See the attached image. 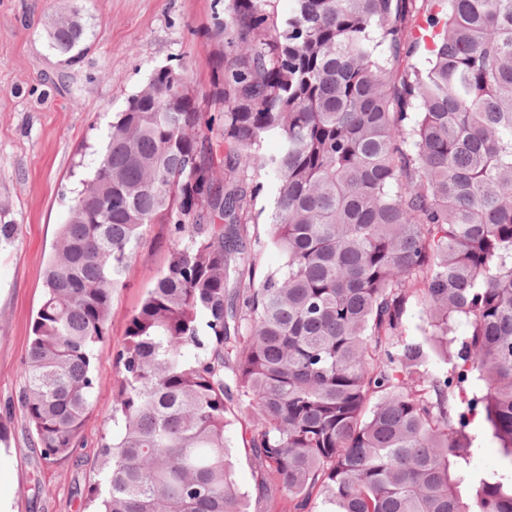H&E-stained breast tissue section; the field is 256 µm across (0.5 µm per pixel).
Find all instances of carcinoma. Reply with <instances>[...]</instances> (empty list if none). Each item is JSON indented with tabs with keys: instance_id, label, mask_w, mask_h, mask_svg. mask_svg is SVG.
<instances>
[{
	"instance_id": "cac0c4a2",
	"label": "carcinoma",
	"mask_w": 512,
	"mask_h": 512,
	"mask_svg": "<svg viewBox=\"0 0 512 512\" xmlns=\"http://www.w3.org/2000/svg\"><path fill=\"white\" fill-rule=\"evenodd\" d=\"M216 2L209 90L156 68L54 242L18 398L42 458L80 443L112 294L162 224L93 512H246L236 423L258 490L288 512H512V0H292L286 18L270 0ZM413 12L427 65L398 71ZM84 32L73 14L47 36L68 54ZM266 251L278 267L261 268ZM478 417L496 472L471 463Z\"/></svg>"
}]
</instances>
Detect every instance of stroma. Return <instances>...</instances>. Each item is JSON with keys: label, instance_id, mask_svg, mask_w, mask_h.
<instances>
[{"label": "stroma", "instance_id": "35a3bbf8", "mask_svg": "<svg viewBox=\"0 0 512 512\" xmlns=\"http://www.w3.org/2000/svg\"><path fill=\"white\" fill-rule=\"evenodd\" d=\"M74 10L85 39L63 55L50 47L45 30ZM223 18L214 0H0V225L13 227L11 238L0 240V422L13 450L0 487L12 494L16 512H83L80 491L95 479L101 437L110 428L105 410L128 316L166 265V252L155 243L163 229L154 224L124 288L112 297L108 337L96 363L103 385L80 444L68 459L47 463L31 444L17 401L45 266L78 188L75 165L93 162L80 150L100 145L115 114L154 69L185 64L207 86L214 45L206 33ZM230 437L234 480L248 496L247 512H283V500L260 499L239 431Z\"/></svg>", "mask_w": 512, "mask_h": 512}]
</instances>
